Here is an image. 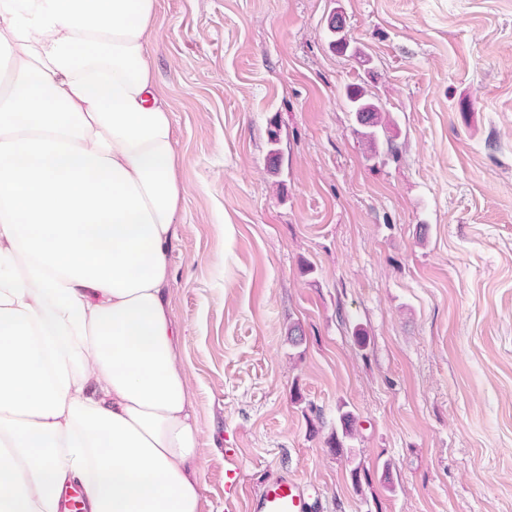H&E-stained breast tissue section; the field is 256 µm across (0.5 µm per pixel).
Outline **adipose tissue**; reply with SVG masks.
I'll list each match as a JSON object with an SVG mask.
<instances>
[{
  "label": "adipose tissue",
  "mask_w": 512,
  "mask_h": 512,
  "mask_svg": "<svg viewBox=\"0 0 512 512\" xmlns=\"http://www.w3.org/2000/svg\"><path fill=\"white\" fill-rule=\"evenodd\" d=\"M156 0H0V512H203Z\"/></svg>",
  "instance_id": "ef3b65f1"
}]
</instances>
